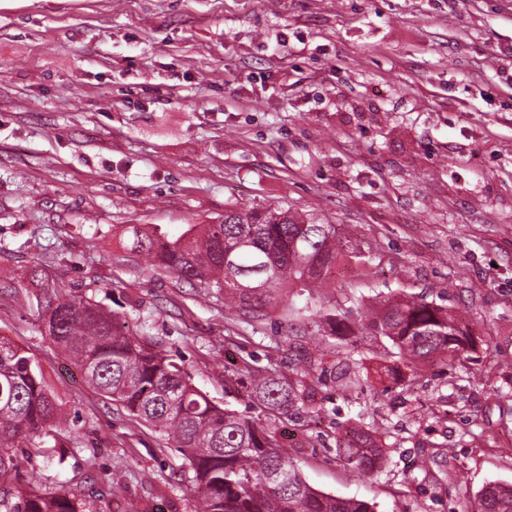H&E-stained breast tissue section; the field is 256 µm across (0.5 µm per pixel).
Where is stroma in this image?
Masks as SVG:
<instances>
[{
	"label": "stroma",
	"instance_id": "1",
	"mask_svg": "<svg viewBox=\"0 0 512 512\" xmlns=\"http://www.w3.org/2000/svg\"><path fill=\"white\" fill-rule=\"evenodd\" d=\"M247 207L350 236L324 308L424 294L475 346L447 365L379 336H289L292 290L254 328L125 248L128 227L176 236ZM35 267L276 428L318 491L468 512L512 485V0H0V336L77 415L64 464L20 444L0 498L67 486L89 512H200L183 457L45 334ZM305 354L318 416L258 407L249 367L291 376ZM351 418L387 446L373 474L336 448Z\"/></svg>",
	"mask_w": 512,
	"mask_h": 512
}]
</instances>
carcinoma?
<instances>
[{
    "mask_svg": "<svg viewBox=\"0 0 512 512\" xmlns=\"http://www.w3.org/2000/svg\"><path fill=\"white\" fill-rule=\"evenodd\" d=\"M334 224H321L288 209L241 208L216 224H191L177 238L159 229H131L130 252L151 266L202 288L224 292L252 319L288 288H325V275L349 247ZM45 329L60 353L76 364L102 396L121 405L167 438L188 462L203 496L201 512H373L364 500L312 488L295 468L276 432L212 402L185 377L171 355L123 330L119 316L90 300L65 296L36 278ZM316 331L339 338L367 333L391 341L398 355L446 357L466 349L470 332L445 307L396 293L354 319L353 311L312 313ZM254 374L252 394L266 410L288 415L294 408L317 413L315 390L302 371ZM62 403L41 364L25 349L0 337V473L15 467L3 453L17 439L43 442L62 420ZM336 438L346 464L372 472L381 449L352 420ZM5 512H87L85 498L61 489L21 493ZM471 512H512V486L483 488Z\"/></svg>",
    "mask_w": 512,
    "mask_h": 512,
    "instance_id": "1",
    "label": "carcinoma"
}]
</instances>
